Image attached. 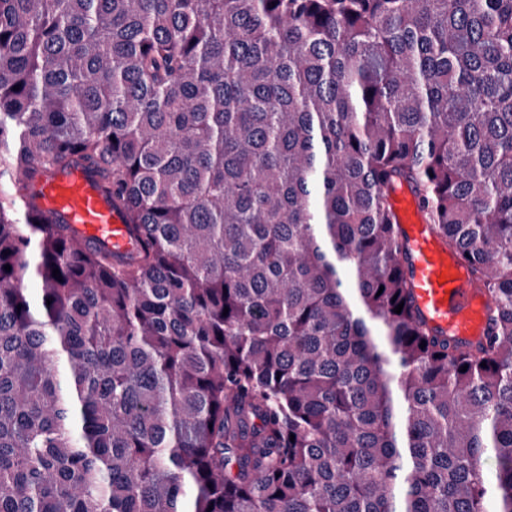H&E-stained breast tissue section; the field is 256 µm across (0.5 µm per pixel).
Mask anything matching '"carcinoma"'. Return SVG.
Segmentation results:
<instances>
[{
	"label": "carcinoma",
	"instance_id": "carcinoma-1",
	"mask_svg": "<svg viewBox=\"0 0 512 512\" xmlns=\"http://www.w3.org/2000/svg\"><path fill=\"white\" fill-rule=\"evenodd\" d=\"M77 166L130 251L20 230ZM0 171V512H512V0H0ZM391 204L406 246L399 262L410 283L414 316L462 352L486 344L492 335L491 299L469 267L427 223L420 200L406 185L395 188ZM440 276L445 282L439 283Z\"/></svg>",
	"mask_w": 512,
	"mask_h": 512
}]
</instances>
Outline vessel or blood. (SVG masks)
Here are the masks:
<instances>
[{
  "label": "vessel or blood",
  "instance_id": "1",
  "mask_svg": "<svg viewBox=\"0 0 512 512\" xmlns=\"http://www.w3.org/2000/svg\"><path fill=\"white\" fill-rule=\"evenodd\" d=\"M41 210L73 224L81 242L122 253L130 242L122 216L112 210L90 173L81 167L46 177L34 187ZM391 204L406 246L399 262L410 283L413 314L434 334L467 352L492 335L490 298L469 267L450 251L425 218L407 186L396 187Z\"/></svg>",
  "mask_w": 512,
  "mask_h": 512
}]
</instances>
